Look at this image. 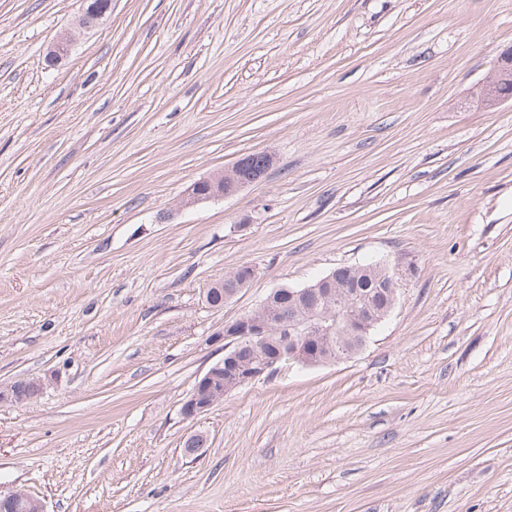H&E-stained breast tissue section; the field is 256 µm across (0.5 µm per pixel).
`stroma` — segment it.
Wrapping results in <instances>:
<instances>
[{"instance_id": "1", "label": "stroma", "mask_w": 512, "mask_h": 512, "mask_svg": "<svg viewBox=\"0 0 512 512\" xmlns=\"http://www.w3.org/2000/svg\"><path fill=\"white\" fill-rule=\"evenodd\" d=\"M80 11L0 0V385L46 383L0 404V494L512 512V101L480 94L512 0H112L86 31ZM261 151L256 182L182 206ZM376 260L412 273L361 352L182 416L226 323ZM233 273L234 272L224 276V282L222 285L216 286L222 280H219V281L213 283L210 286V288H208L206 297L210 293H215V297L218 300L219 296H218V293L216 290H221L224 294V289L228 288V289H226V292L224 294V299L226 302V301L232 299L233 297H235L237 295V293L241 290V288L247 287L255 277V270L252 266L242 265V266L236 268V271H235V274L233 277V282H234L235 288H233V287H231L232 283L229 282L232 279ZM237 281H239V284L237 283ZM44 381L29 378L0 385V404H21L37 398L44 389Z\"/></svg>"}]
</instances>
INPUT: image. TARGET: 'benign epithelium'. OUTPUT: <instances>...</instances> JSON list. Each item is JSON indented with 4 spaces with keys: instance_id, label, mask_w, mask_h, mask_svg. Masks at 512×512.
<instances>
[{
    "instance_id": "benign-epithelium-1",
    "label": "benign epithelium",
    "mask_w": 512,
    "mask_h": 512,
    "mask_svg": "<svg viewBox=\"0 0 512 512\" xmlns=\"http://www.w3.org/2000/svg\"><path fill=\"white\" fill-rule=\"evenodd\" d=\"M112 9V0H83L81 25H96ZM70 40L58 39L48 52V63L58 64L70 51ZM242 163L204 177L185 191V205L194 206L236 192L250 183L241 175ZM378 274L384 284V304L373 308L372 293L358 281ZM255 277L250 265L236 268L230 300ZM351 284L343 285L333 270L302 288L271 291L259 306L217 332L224 340V358L200 378L181 405V414L194 419L224 400L231 391L267 378L282 365L317 367L350 359L368 343L373 331L392 313L398 300L401 275L384 263L349 267ZM44 381L29 378L0 385V404H21L37 398ZM3 512H47L45 502L26 492L0 497Z\"/></svg>"
}]
</instances>
